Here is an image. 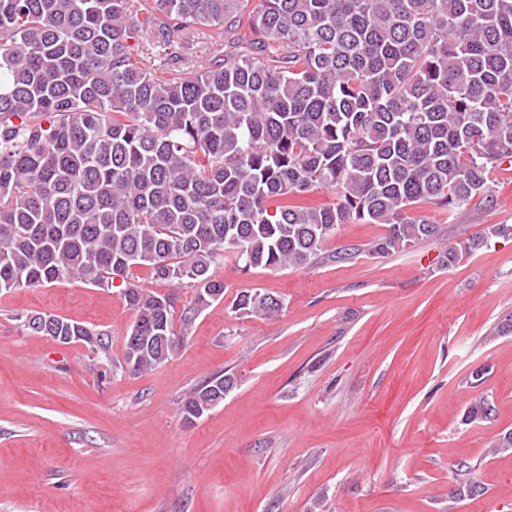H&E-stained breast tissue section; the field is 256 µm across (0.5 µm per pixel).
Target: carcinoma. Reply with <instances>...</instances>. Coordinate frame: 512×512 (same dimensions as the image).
<instances>
[{"mask_svg":"<svg viewBox=\"0 0 512 512\" xmlns=\"http://www.w3.org/2000/svg\"><path fill=\"white\" fill-rule=\"evenodd\" d=\"M0 0V292L120 277L135 321L112 362L106 330L33 313L23 327L84 342L106 370L151 371L224 296L213 266L289 269L352 221L387 225L381 257L437 237L412 213L488 198L512 160V0ZM214 41L195 68L201 28ZM152 37L159 64L138 53ZM338 202L310 206L321 189ZM493 224L448 249L452 267ZM194 287L178 295L130 282ZM284 300L241 292L268 320ZM219 373L182 398L186 422L224 403ZM131 282H134L138 286L144 289L159 291V292H167L173 290L180 297L179 302L177 303V312L175 314L176 323H178V317L180 314V309L183 304H187L192 300L194 296L193 289L187 285H161L156 283L150 277V272L147 268H135L133 270V276Z\"/></svg>","mask_w":512,"mask_h":512,"instance_id":"obj_1","label":"carcinoma"}]
</instances>
